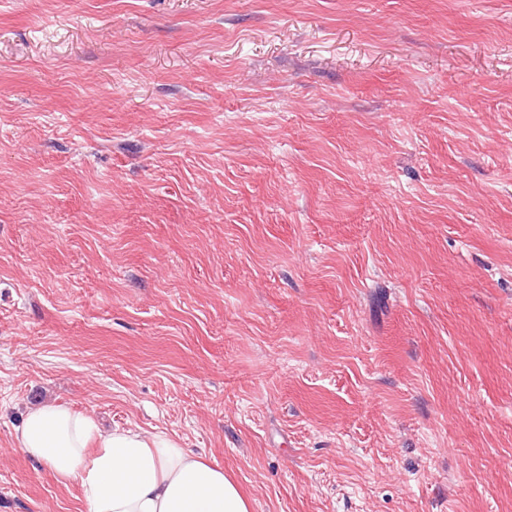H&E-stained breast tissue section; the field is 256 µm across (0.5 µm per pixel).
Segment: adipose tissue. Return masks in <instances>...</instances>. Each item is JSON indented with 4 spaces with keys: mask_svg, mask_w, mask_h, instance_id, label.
<instances>
[{
    "mask_svg": "<svg viewBox=\"0 0 512 512\" xmlns=\"http://www.w3.org/2000/svg\"><path fill=\"white\" fill-rule=\"evenodd\" d=\"M15 443L60 484L78 485L87 512H250L222 467L162 432H105L88 415L48 403L26 412Z\"/></svg>",
    "mask_w": 512,
    "mask_h": 512,
    "instance_id": "adipose-tissue-1",
    "label": "adipose tissue"
}]
</instances>
